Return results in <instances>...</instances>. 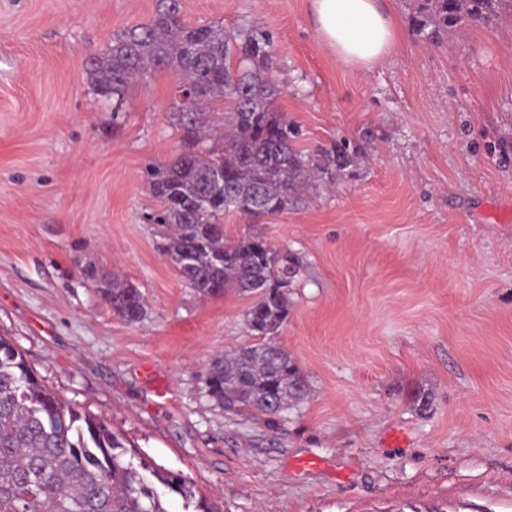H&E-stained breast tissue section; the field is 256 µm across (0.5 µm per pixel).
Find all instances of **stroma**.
Here are the masks:
<instances>
[{"label":"stroma","mask_w":512,"mask_h":512,"mask_svg":"<svg viewBox=\"0 0 512 512\" xmlns=\"http://www.w3.org/2000/svg\"><path fill=\"white\" fill-rule=\"evenodd\" d=\"M154 4L0 0V335L218 512H512V18L434 45L387 0L402 37L367 71L317 41L311 0H182L189 24L273 32L301 148L366 156L291 211L224 218L301 266L277 342L309 390L271 421L205 385L216 354L255 344L251 297L199 296L147 220L146 171L181 149L174 76L118 113L86 79ZM86 266L138 288L144 319L116 316Z\"/></svg>","instance_id":"35a3bbf8"}]
</instances>
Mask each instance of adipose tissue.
Masks as SVG:
<instances>
[{
	"label": "adipose tissue",
	"mask_w": 512,
	"mask_h": 512,
	"mask_svg": "<svg viewBox=\"0 0 512 512\" xmlns=\"http://www.w3.org/2000/svg\"><path fill=\"white\" fill-rule=\"evenodd\" d=\"M311 15L316 39L356 68L372 69L399 41L386 0H311Z\"/></svg>",
	"instance_id": "ef3b65f1"
}]
</instances>
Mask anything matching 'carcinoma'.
<instances>
[{"label":"carcinoma","mask_w":512,"mask_h":512,"mask_svg":"<svg viewBox=\"0 0 512 512\" xmlns=\"http://www.w3.org/2000/svg\"><path fill=\"white\" fill-rule=\"evenodd\" d=\"M413 23L440 43L458 24L512 16V0H414ZM181 0H156L152 17L112 37L90 55L85 71L98 100L121 109L134 82L157 71L178 81L174 115L182 152L147 170L161 209L152 216L166 239L163 252L182 281L203 297L229 289L254 297L244 314L260 342L215 357L207 369L208 397L227 411L278 416L308 392L300 368L273 339L288 321L287 288L300 265L267 238L224 236V216L280 215L311 182L332 185L355 166L357 148L341 138L305 152L300 127L277 107L272 74L273 34L262 24L227 29L181 18ZM224 112V143L203 147L213 104ZM114 314L128 324L146 316L139 289L117 277L83 269ZM123 437L106 421L63 400L32 372L12 340L0 336V512H168L159 482L195 512H214L179 473L134 466Z\"/></svg>","instance_id":"carcinoma-1"}]
</instances>
